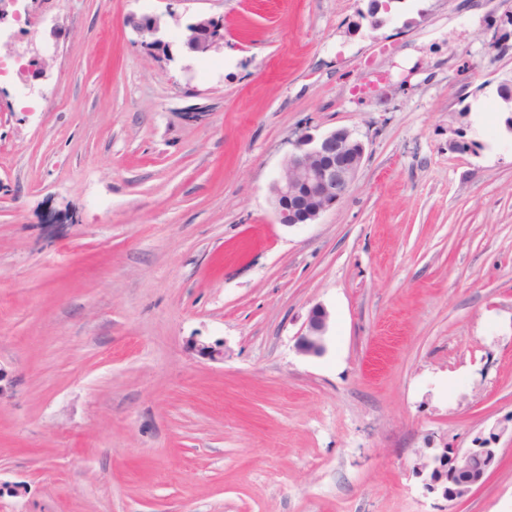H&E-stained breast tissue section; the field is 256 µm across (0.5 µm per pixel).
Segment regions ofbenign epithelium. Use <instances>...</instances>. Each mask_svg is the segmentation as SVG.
<instances>
[{"label": "benign epithelium", "mask_w": 512, "mask_h": 512, "mask_svg": "<svg viewBox=\"0 0 512 512\" xmlns=\"http://www.w3.org/2000/svg\"><path fill=\"white\" fill-rule=\"evenodd\" d=\"M213 19L201 17L190 24L184 34L186 47L193 53L205 54L216 43ZM365 154L364 143L348 129L316 135L302 132L285 160L280 176L270 187L271 205L279 223L286 226L312 224L348 193ZM327 314L312 312L307 330L299 337L304 353H319L324 349ZM449 451L434 456L438 466L433 473L447 477L452 487L444 489L450 498H460L483 485L498 463V449L469 448L446 461ZM462 480L454 479L459 473Z\"/></svg>", "instance_id": "obj_1"}]
</instances>
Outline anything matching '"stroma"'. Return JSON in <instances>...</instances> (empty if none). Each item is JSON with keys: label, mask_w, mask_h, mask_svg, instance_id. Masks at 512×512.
<instances>
[{"label": "stroma", "mask_w": 512, "mask_h": 512, "mask_svg": "<svg viewBox=\"0 0 512 512\" xmlns=\"http://www.w3.org/2000/svg\"><path fill=\"white\" fill-rule=\"evenodd\" d=\"M367 9L11 0L0 512H512V47L488 27L512 0ZM305 128L366 152L289 227L270 186ZM483 446L481 488L432 486L435 454ZM213 19L209 17H201L196 22L188 25L184 34V42L186 47L193 53L206 54L209 52L216 40L217 35H212L214 27ZM327 332V314L322 310L312 312L307 330L299 337V348L304 353H319L324 349Z\"/></svg>", "instance_id": "35a3bbf8"}]
</instances>
